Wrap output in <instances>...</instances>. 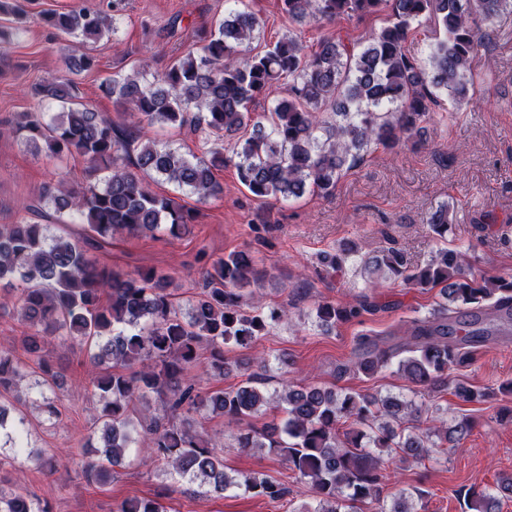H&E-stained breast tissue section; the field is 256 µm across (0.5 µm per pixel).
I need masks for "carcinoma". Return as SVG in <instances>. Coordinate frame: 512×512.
<instances>
[{
    "label": "carcinoma",
    "instance_id": "cac0c4a2",
    "mask_svg": "<svg viewBox=\"0 0 512 512\" xmlns=\"http://www.w3.org/2000/svg\"><path fill=\"white\" fill-rule=\"evenodd\" d=\"M282 11L298 30L265 50L254 51L263 20L248 8L234 6L224 19L197 34V46L168 69L145 78L148 64L127 75L116 74L101 85L104 94L131 110L134 136L112 119L79 102L72 76L89 72L96 58L88 53L68 58V74L32 89L39 102L61 107L47 120L42 112L17 117L14 132L52 159L79 154L94 168L108 171L103 186L46 185L39 201L52 206L54 223L37 224L42 208L29 204L13 224L0 225V284L14 293L30 332L26 353L36 355L32 373L49 385L55 365L40 354L53 336L79 345H95L92 383L99 392L103 447L86 464L87 480L101 481L123 464L130 445L140 441L148 458L182 478L200 481L215 492L235 486L278 502L288 487L253 473L228 475L218 444L189 428L191 415L202 410L224 416L236 447L272 448L297 478L310 484L311 502L303 512H422L425 493L397 488L386 493L385 472L398 460L419 462L432 449L458 445L473 429L463 417L452 423L433 401L452 390L464 402H486L511 396L512 383L497 389L450 384L448 371L471 365L475 344L488 331L487 319H512V280L470 278L457 252L439 248L423 266H412L398 249L372 256L349 241L320 256L334 272L350 257L360 258L369 285L376 278L399 279L417 288L439 289L441 301L425 316L405 324L403 337L390 342L368 334L358 338L352 357L337 367L372 377L391 365L408 383V393L382 396L351 389L336 390L293 382L275 397L285 404L279 426L256 430L245 420L275 399L263 389L267 365L239 386L201 394L188 370L206 346L210 367L222 376L228 361L224 346L246 347L275 325L288 320L285 305L267 309L245 293L271 277L257 267L248 250L232 251L205 263L200 291L183 311L170 291L174 277L154 269L132 273L113 270L90 255L112 236L156 235L178 239L196 221L194 210L176 198L156 193L163 181L200 200L224 193L214 170L228 164L240 184L260 201L299 199L306 192L329 196L341 177L371 148H395L419 136L440 97L459 105L475 94L470 61L483 45L486 27L512 11V0H281ZM112 13L89 8L51 12L44 24L84 41L117 31L123 0H112ZM386 13L385 25L365 43L341 35L322 37L308 47L300 31L324 21L365 18ZM443 34L430 45L427 59L411 50L421 21ZM286 91L254 115L252 106L266 99L273 86ZM159 124L236 138L232 154L204 141L205 156L190 159L177 149L147 136ZM77 216L85 224L74 235L59 229ZM432 233L448 231V206L429 218ZM365 303L318 301V326L358 322ZM140 369L129 373L134 365ZM9 352H0V394L17 390L32 374ZM161 398L149 423L138 427L132 417L137 400ZM440 425L421 428L422 419ZM472 512H501L512 500V474L491 490L471 488ZM393 508H385L387 498ZM0 512H48L27 492H0ZM114 512H164L154 499H126Z\"/></svg>",
    "mask_w": 512,
    "mask_h": 512
}]
</instances>
